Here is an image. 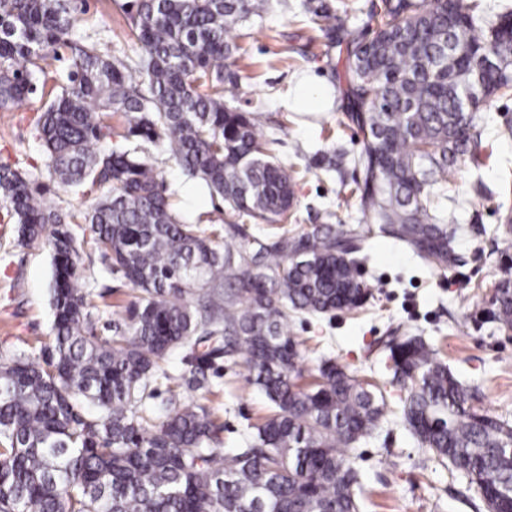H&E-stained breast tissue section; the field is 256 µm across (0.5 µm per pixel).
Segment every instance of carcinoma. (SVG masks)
<instances>
[{"instance_id":"cac0c4a2","label":"carcinoma","mask_w":512,"mask_h":512,"mask_svg":"<svg viewBox=\"0 0 512 512\" xmlns=\"http://www.w3.org/2000/svg\"><path fill=\"white\" fill-rule=\"evenodd\" d=\"M264 0H137L126 10L141 54L111 59L76 36L72 0H0V112L45 88L67 51L66 82L35 122L45 174L0 165V203L24 243L55 262L53 334L37 358L0 355V512H360L352 454L393 413L383 386L321 356L304 388L299 316L354 312L373 297L367 249L388 239L426 264L461 262L448 212V171L478 168L491 147L476 112L512 98V14L486 29L479 0H382L370 35L345 42L346 127L359 151L350 195L363 224H312L254 236L224 228V248L183 220L157 181L163 144L233 214L294 217L300 175L273 157L258 116L224 100L229 28ZM304 13L328 19L308 0ZM119 115L124 132L110 120ZM75 196L104 191L81 215L48 206L40 177ZM137 292L125 329L95 334L97 297L78 286L84 245ZM496 319L512 329V279L495 284ZM181 348L190 382L214 361L244 363L270 413L234 448L183 375L161 367ZM388 383L426 451L473 485L488 512H508L512 425L476 410L459 377L420 336L387 345ZM165 388L168 397L156 402Z\"/></svg>"}]
</instances>
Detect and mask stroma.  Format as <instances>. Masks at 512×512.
I'll return each instance as SVG.
<instances>
[{"instance_id":"35a3bbf8","label":"stroma","mask_w":512,"mask_h":512,"mask_svg":"<svg viewBox=\"0 0 512 512\" xmlns=\"http://www.w3.org/2000/svg\"><path fill=\"white\" fill-rule=\"evenodd\" d=\"M125 2L83 0L77 31L90 34L110 57L134 59L141 49L129 32ZM325 2L332 17L323 31L304 16L303 0H268L261 19L229 30L239 47L228 61L238 77L235 104L259 110L258 130L268 139L271 154L303 172L296 196L305 226L362 221L356 200L346 193L352 168L328 174L322 167L336 144L358 148L344 127L349 105L341 92L338 46L371 28V15L381 0ZM310 79L328 93L322 109L294 102L296 87ZM43 105L36 94L15 111L0 112V165L43 169L45 154L33 132ZM477 122L494 145L495 161L478 170L464 166L448 176L461 202L456 250L463 265L431 268L409 249L374 242L363 275L374 301L353 315L298 317L289 327L301 343L306 368H315L322 355L335 357L354 374L385 384L393 401L401 390L387 382L385 344L392 336L422 337L451 368L461 371L475 408L512 421V331L496 320L492 302L495 283L512 278V232L500 221L503 211L512 210V190H503L497 164L503 157L512 160V136L499 135L512 123V99L483 103ZM154 161L166 194L183 216L198 222L203 234H210L213 223L233 221L224 202L189 179L164 147L155 148ZM77 276L101 294L97 327L123 324L134 292L122 274L84 260ZM52 279L51 251L21 243L15 218L0 206V354L34 355L49 342ZM247 376L245 365L220 361L210 372L208 387L187 393L188 399L211 409L229 445L269 412L265 395ZM357 452L361 512H487L475 487L420 448L400 419L384 420Z\"/></svg>"}]
</instances>
